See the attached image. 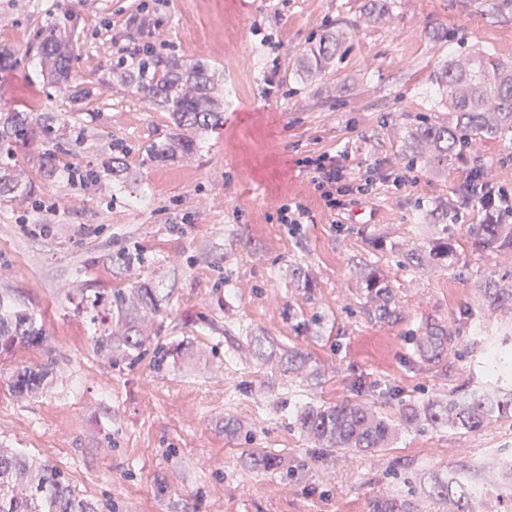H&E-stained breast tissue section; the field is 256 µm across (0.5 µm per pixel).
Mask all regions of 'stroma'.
I'll list each match as a JSON object with an SVG mask.
<instances>
[{"instance_id": "35a3bbf8", "label": "stroma", "mask_w": 512, "mask_h": 512, "mask_svg": "<svg viewBox=\"0 0 512 512\" xmlns=\"http://www.w3.org/2000/svg\"><path fill=\"white\" fill-rule=\"evenodd\" d=\"M0 0V48L17 51L0 75V111L65 112L62 90L44 81L36 54L49 29L74 34L71 79L89 85L79 166L99 165L112 139L131 145L133 190L147 206L95 186L38 175L36 192L0 204V291L18 292L41 314L44 349L0 358V443L60 468L84 495L114 512H370L375 499L412 492L418 512L454 504L409 490L454 471L478 482L496 451L512 448V420L477 430L398 426L390 447L329 453L293 424L292 407L357 402L397 415L484 385L478 323L512 336V308L479 311L483 291L512 292V250L480 247L476 202L461 203L467 175L482 169L512 182V133L473 140L440 161L423 149L408 164L409 134L422 117L444 122L436 77L451 56L492 49L512 66V0ZM344 40L326 71L309 76L302 51L326 31ZM287 52L274 67L271 46ZM153 45L163 57L201 59L224 76V127L192 159L149 161L141 145L167 136L166 111L112 79L125 48ZM345 153L379 175L370 200L335 214L306 158ZM410 173L395 187L388 172ZM299 205L302 224L280 221ZM448 234L447 266L405 268L398 252ZM137 252L133 271L115 253ZM377 266L396 288L400 319L368 315L356 280ZM301 268L306 291L289 276ZM149 281L169 292L151 320L155 343L183 353L167 367L152 355L112 363L69 297L81 288ZM452 339L415 368L411 344L425 329ZM270 342L266 359L255 339ZM307 353L314 382L287 380L282 349ZM56 360L39 392H12L16 368ZM395 388L397 397L385 396ZM253 433V447L281 455L292 476L250 467L224 433Z\"/></svg>"}]
</instances>
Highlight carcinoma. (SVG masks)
Returning <instances> with one entry per match:
<instances>
[{
    "label": "carcinoma",
    "instance_id": "obj_1",
    "mask_svg": "<svg viewBox=\"0 0 512 512\" xmlns=\"http://www.w3.org/2000/svg\"><path fill=\"white\" fill-rule=\"evenodd\" d=\"M336 35L321 36L305 50L307 72H322L336 55ZM41 72L48 82L65 90L68 102L81 106L93 95L83 85L69 82L74 42L50 31L37 47ZM121 82L132 87L148 104L167 111L173 132L162 140L144 146L146 157L155 162L176 156H190L202 148L200 137L224 124V90L209 64L203 60L181 61L174 57L158 59L147 55L117 68ZM444 90L448 91V122L438 123L423 118L417 137L434 147L443 160L458 153L461 143L474 137L512 131V66L504 67L488 52L460 55L441 73ZM87 126L62 122L52 112H0V203L17 195L34 192L33 182L18 169L20 152L37 146L41 177L57 182L70 181L71 171L58 160V154L73 143L83 142ZM129 149L121 142L111 144L110 156L104 164L82 171L85 184L100 185L112 195L129 193L125 156ZM471 233L478 245L486 248L512 249V224H474ZM453 245L448 237H438L423 249H411L403 255L401 265L417 267L423 258L435 264H448ZM360 292L374 307L368 314L383 322L399 319L395 289L384 273L372 267L362 278ZM161 289L135 282L129 288H84L78 292L75 310L93 329L92 342L97 354L114 361H137L144 351L154 348L157 366L168 357L180 353L175 346H152L147 319L162 311ZM485 306L499 309L512 304V293L494 288L484 289ZM483 337L487 373L497 382L512 380V344L498 341L487 330ZM48 336L40 315L24 300L8 292H0V353L17 346L40 348ZM447 336L428 331L415 342L418 362L438 356ZM309 358L297 349L280 355V365L288 378L308 366ZM53 369V358L23 367L12 375L15 394L38 390ZM491 418H512V390L507 396H490L477 389L458 401L450 398L426 406L404 402L399 419L405 424L426 421L435 428L449 427L472 431ZM298 430L330 451L372 452L388 447L394 432V420L379 416L357 403L334 406L306 405L296 411ZM226 432L239 445H249L252 433L224 423ZM250 465L258 471L284 468L277 455L254 448ZM429 494L454 502L455 512H474L470 499L456 494L448 481L434 479ZM0 512H112V503L87 498L70 483L62 470L42 464L28 454L0 448ZM372 512H415L412 499L391 495L375 501Z\"/></svg>",
    "mask_w": 512,
    "mask_h": 512
}]
</instances>
